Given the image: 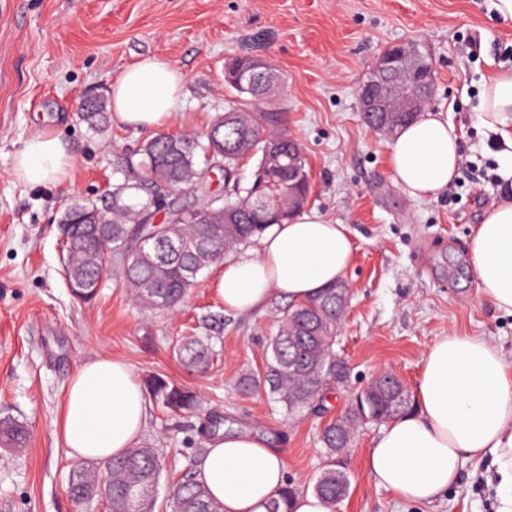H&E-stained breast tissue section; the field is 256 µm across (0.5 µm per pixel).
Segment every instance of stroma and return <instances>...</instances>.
<instances>
[{
  "label": "stroma",
  "instance_id": "1",
  "mask_svg": "<svg viewBox=\"0 0 512 512\" xmlns=\"http://www.w3.org/2000/svg\"><path fill=\"white\" fill-rule=\"evenodd\" d=\"M407 41L431 65V104L446 106L460 130L464 164L480 168L491 160L499 175L512 174L477 112L484 82L512 46V20L496 18L492 0H0V418L29 430L26 447H0V512H109L98 497L80 506L71 501L74 461L58 436L70 377L100 355L125 360L137 379L160 375L200 398L192 414L149 406L137 445L164 458L154 512H169L171 488L198 461L209 438L204 428L214 422L283 449L297 491L312 490L336 465L349 491L334 512H497L487 463L464 460L448 494L411 505L366 472L380 425L360 422L333 457L320 443L323 427L377 374H395L415 390L423 354L437 337L485 336L512 357V315L481 298L466 259L469 237L500 200L499 188L463 172L450 192L413 199L389 168L388 138L368 128L359 109L357 89L370 63L386 46ZM145 55L166 58L186 76L171 133L204 131L223 112L232 96L226 59H264L280 76L268 107L284 114L308 163L307 206L347 225L354 246L345 278L350 304L336 337L350 376L345 388L328 393L323 412L287 417L264 393L236 388L240 375L262 371L285 300L260 313H225L214 266L173 313L135 303L116 279L117 260L93 302L75 298L65 284L63 205L111 203L116 187L136 180L126 161L150 136L114 119L92 129L75 107L89 92L108 93ZM40 131L67 145L72 167L62 182L32 185L11 174L15 153ZM196 330L213 337L220 352L203 373L174 351L178 337Z\"/></svg>",
  "mask_w": 512,
  "mask_h": 512
}]
</instances>
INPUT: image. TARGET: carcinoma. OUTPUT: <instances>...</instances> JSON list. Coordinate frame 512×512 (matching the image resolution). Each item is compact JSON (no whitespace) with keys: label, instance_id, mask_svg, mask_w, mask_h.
Here are the masks:
<instances>
[{"label":"carcinoma","instance_id":"1","mask_svg":"<svg viewBox=\"0 0 512 512\" xmlns=\"http://www.w3.org/2000/svg\"><path fill=\"white\" fill-rule=\"evenodd\" d=\"M247 57H233L224 64V83L237 92L226 102L224 113L217 115L202 133L173 135L159 133L140 150L138 161H127L139 172L134 192L123 196L126 188L112 194L109 207L94 202L71 201L63 206L59 223L66 225L62 242V267L67 287L83 300L94 299L101 288L102 241L114 255L124 257L118 276L131 296L154 310H173L197 284L198 275L224 259V253L260 236L271 225L289 220L301 208L280 218L255 210L252 187L233 185L224 202L203 201L199 205L171 202L174 192L189 188L207 192L211 172L224 165V182L235 179L240 161L247 155L260 156L265 163L266 145L278 146L275 179L266 186L270 197L281 198L310 192L306 160L296 139L281 129L282 113L266 112L252 106L266 99L264 82L243 86L238 82ZM80 119L90 126L103 127L108 100L103 96L82 98ZM415 117L413 112H365L368 127L383 135H392ZM148 191L145 200L135 191ZM166 210V222L157 227V238L175 246L162 253L158 247L137 246L138 237L148 234L154 213ZM137 224L123 222L128 215ZM349 302V289L336 283L314 301L291 305L278 318L279 329L268 347L261 375H245L238 380L244 391L261 389L281 405L286 415L304 409L323 407L325 393L332 385H343L349 378L345 358L336 352L337 321ZM183 361L191 368L207 369L214 351L208 336H188L178 347ZM145 388L156 404L167 411L189 413L198 405L197 395L188 387L159 376L145 380ZM411 398L405 384L392 374L371 380L356 398L354 408L331 422L321 432L325 450L334 454L344 449L353 427L367 419L387 423L407 413ZM26 440L24 425L14 418L0 419V444L21 448ZM163 462L154 448H132L108 460L102 467L75 466L69 475L68 492L77 503H84L108 488L111 512H153L152 488ZM347 475L334 467L325 469L314 485V493L330 506L347 494ZM296 490L287 485L273 500L268 512H289ZM171 512H221L204 484L196 479L195 468H188L178 479L170 501Z\"/></svg>","mask_w":512,"mask_h":512}]
</instances>
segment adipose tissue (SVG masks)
<instances>
[{
	"label": "adipose tissue",
	"instance_id": "1",
	"mask_svg": "<svg viewBox=\"0 0 512 512\" xmlns=\"http://www.w3.org/2000/svg\"><path fill=\"white\" fill-rule=\"evenodd\" d=\"M184 74L167 59L143 56L114 80L110 100L121 124L155 130L178 112ZM483 125L512 159V69L485 82L478 105ZM395 182L412 197L431 199L448 188L462 164L461 138L444 108L421 112L389 144ZM71 156L51 132L29 139L12 175L29 184L66 177ZM346 225L302 210L270 227L255 247L225 256L216 290L228 313L260 312L271 298H318L351 265ZM468 268L481 297L512 314V200L489 208L468 247ZM417 413L388 422L372 440L366 471L376 486L409 504L430 503L459 480L463 459L491 461L498 512H512V360L483 336L438 337L422 358ZM148 403L129 364L109 356L82 363L60 407L58 431L68 455L104 460L135 446ZM196 478L224 512H267L287 482L286 457L263 437L230 431L212 438Z\"/></svg>",
	"mask_w": 512,
	"mask_h": 512
}]
</instances>
